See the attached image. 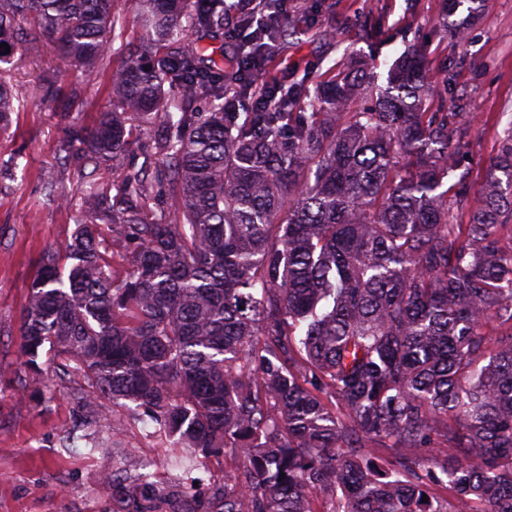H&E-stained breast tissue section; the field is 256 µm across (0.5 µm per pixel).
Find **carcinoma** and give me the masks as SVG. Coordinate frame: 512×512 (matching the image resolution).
I'll return each mask as SVG.
<instances>
[{"mask_svg": "<svg viewBox=\"0 0 512 512\" xmlns=\"http://www.w3.org/2000/svg\"><path fill=\"white\" fill-rule=\"evenodd\" d=\"M113 4L0 0V73L37 37L95 69ZM125 5L143 35L97 123L69 131L81 218L20 325L26 370L44 356L87 385L83 448L112 456L123 512H155L157 484L103 399L183 450L173 512H512V122L476 186L470 127L427 103L418 50L376 93L359 61L259 85V41L294 33L278 0L231 57L224 0ZM16 101L0 78V130ZM40 183L70 204L55 169ZM220 455L244 462L218 493L194 471Z\"/></svg>", "mask_w": 512, "mask_h": 512, "instance_id": "carcinoma-1", "label": "carcinoma"}]
</instances>
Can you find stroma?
<instances>
[{"label": "stroma", "mask_w": 512, "mask_h": 512, "mask_svg": "<svg viewBox=\"0 0 512 512\" xmlns=\"http://www.w3.org/2000/svg\"><path fill=\"white\" fill-rule=\"evenodd\" d=\"M443 0H288L296 34L288 51L268 60L260 80L288 84L304 72L326 77L346 64L347 53L362 57L385 86L391 64L409 47H419L438 75H451L436 95L463 104L471 122L473 181L496 154L512 120V0H486L460 42L439 25ZM122 34L110 56L91 74L67 66L46 42L26 45L10 72L20 101L11 125L0 131V512H116L111 483L98 459L80 449L59 447L72 428L76 389L57 369L34 375L20 364L19 326L29 287L46 245L64 244L75 228L74 208L45 203L38 175L58 169L66 194L78 197L77 157L65 130L95 124L108 100L113 66L127 56L140 29L122 0H116ZM24 165H10L14 155ZM132 458L153 464L166 483L175 451L150 437L152 423L110 408Z\"/></svg>", "instance_id": "stroma-1"}]
</instances>
